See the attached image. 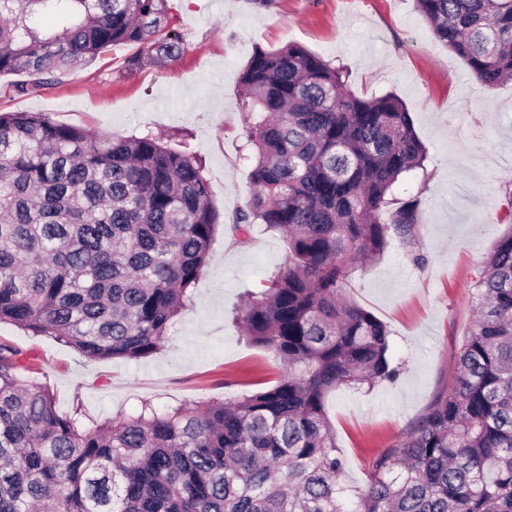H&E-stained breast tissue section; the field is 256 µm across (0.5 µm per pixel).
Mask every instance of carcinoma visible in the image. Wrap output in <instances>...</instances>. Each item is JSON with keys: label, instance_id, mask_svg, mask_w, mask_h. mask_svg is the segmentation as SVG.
I'll return each mask as SVG.
<instances>
[{"label": "carcinoma", "instance_id": "obj_1", "mask_svg": "<svg viewBox=\"0 0 512 512\" xmlns=\"http://www.w3.org/2000/svg\"><path fill=\"white\" fill-rule=\"evenodd\" d=\"M436 38L487 88L512 78V0H415ZM123 68L186 51L168 0H0V76L18 94L113 47ZM252 190L233 233L287 244L235 320L272 350L269 388L92 427L20 371L0 341V512H512V225L476 282L477 318L450 388L377 457L344 510L346 460L325 397L392 381L390 332L347 297L358 261L422 211L391 197L425 148L395 95L362 97L303 46L255 49L241 76ZM201 156L146 134L91 139L36 112L0 113V324L91 360L156 353L208 264L218 227Z\"/></svg>", "mask_w": 512, "mask_h": 512}]
</instances>
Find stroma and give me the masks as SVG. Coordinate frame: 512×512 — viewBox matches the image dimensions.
<instances>
[{"label":"stroma","mask_w":512,"mask_h":512,"mask_svg":"<svg viewBox=\"0 0 512 512\" xmlns=\"http://www.w3.org/2000/svg\"><path fill=\"white\" fill-rule=\"evenodd\" d=\"M170 23L187 49L165 67L124 71L117 46L60 83L25 95H0V112H43L94 138L151 132L191 135L203 157L219 227L209 263L162 349L139 360L88 361L53 339L0 324V339L30 350L23 379L49 386L58 412L80 410L86 425L159 408L233 399L254 381L272 385L281 367L233 320L247 294L275 272L287 250L278 235L243 239L227 226L250 195L253 152L240 78L258 48L298 44L345 68L357 95L393 93L424 144L423 167L405 174L398 198L419 197L416 247L391 240L357 269L347 289L390 331L401 366L393 381L340 387L325 401L346 459L343 484L362 489L374 458L391 448L448 387L476 315L480 266L505 230L512 196V81L482 86L463 59L434 34L414 0H168Z\"/></svg>","instance_id":"1"}]
</instances>
